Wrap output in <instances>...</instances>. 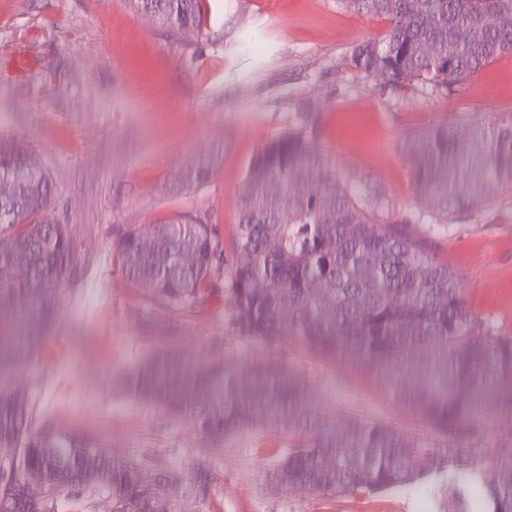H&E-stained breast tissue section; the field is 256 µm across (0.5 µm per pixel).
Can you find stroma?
Masks as SVG:
<instances>
[{
	"instance_id": "1",
	"label": "stroma",
	"mask_w": 512,
	"mask_h": 512,
	"mask_svg": "<svg viewBox=\"0 0 512 512\" xmlns=\"http://www.w3.org/2000/svg\"><path fill=\"white\" fill-rule=\"evenodd\" d=\"M386 23L337 0H207L198 30L174 34L126 0H0V136L30 146L52 181L48 224L68 225L76 262L55 301L58 319L36 363L13 372L34 402L32 430L50 424L149 473L175 472L188 494L178 512H434V493L389 489L322 497L274 490L269 473L295 441L287 425L214 441L184 418L126 391L148 358L169 351L198 366L220 360L286 369L309 386L313 409L335 424L385 423L424 448L434 469L447 440L378 387L364 369L285 336L270 344L242 330L232 304L234 228L248 166L270 142L303 132L359 197L381 191L380 221L410 218L412 234L448 263L467 307L512 336V183L456 224L420 195L406 139L445 120L457 130L512 113V56L444 95L397 93L355 70L350 52ZM217 164L204 185L175 191L200 157ZM212 225L221 257L205 301L156 305L121 276L112 240L127 225L174 213ZM512 411L487 399L475 456L512 458ZM214 480L194 488L198 461Z\"/></svg>"
}]
</instances>
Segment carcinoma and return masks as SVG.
Instances as JSON below:
<instances>
[{
  "label": "carcinoma",
  "instance_id": "1",
  "mask_svg": "<svg viewBox=\"0 0 512 512\" xmlns=\"http://www.w3.org/2000/svg\"><path fill=\"white\" fill-rule=\"evenodd\" d=\"M153 21L179 32L205 23L202 0H126ZM379 17L380 38L354 47L351 65L394 92L417 84L457 91L496 58L512 55V0H338ZM432 46L423 54L418 46ZM415 185L453 219L512 182V113L474 127L462 138L435 122L403 144ZM28 145L0 138V314L20 306L0 332V444L15 448L0 466V512L15 501L29 512H72L107 496L112 512H150V492L137 480L140 463L115 460L75 435L30 430L31 398L3 380L32 362L56 321L43 294L69 279L74 245L64 224H44L48 173L27 166ZM214 161L201 160L188 185L207 182ZM409 219L380 223L299 133L274 141L252 160L240 195L234 235L232 303L243 327L273 343L289 335L320 355L353 362L405 407L448 436L443 470L433 480L439 512H468L471 494L485 512H512V468L485 475L463 443L479 432L476 409L493 397L512 406V337L481 327L448 264L412 236ZM126 281L170 308L201 303L219 253L214 228L188 214L147 229L129 226L113 242ZM197 261L186 266L184 251ZM264 287H256V283ZM291 316L282 319V310ZM131 390L174 416L187 417L206 438L288 422L298 443L271 472L298 492L355 495L409 489L425 478L423 448L379 422L342 429L312 411L308 387L292 373L260 364L194 367L158 354L132 376ZM331 456L334 467L322 466ZM38 467L46 483L29 495L24 473ZM67 470L69 482L56 480ZM112 474V482L99 475Z\"/></svg>",
  "mask_w": 512,
  "mask_h": 512
}]
</instances>
